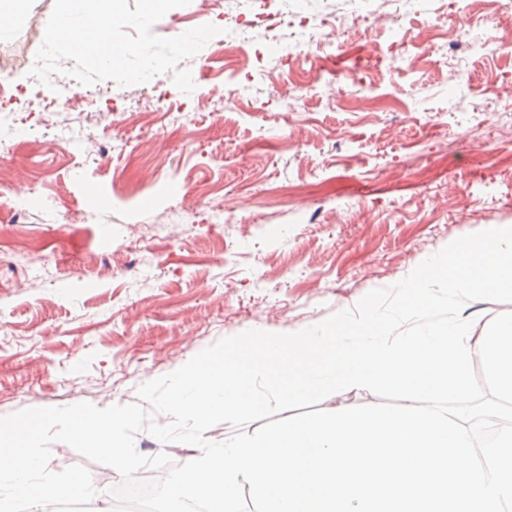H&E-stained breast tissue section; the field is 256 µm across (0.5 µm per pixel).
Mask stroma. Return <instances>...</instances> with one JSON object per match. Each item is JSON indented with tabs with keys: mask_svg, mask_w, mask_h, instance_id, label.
<instances>
[{
	"mask_svg": "<svg viewBox=\"0 0 512 512\" xmlns=\"http://www.w3.org/2000/svg\"><path fill=\"white\" fill-rule=\"evenodd\" d=\"M335 3L170 10L157 36L224 29L186 60V95L168 73L34 84L54 0H25L0 40V80L24 90L0 112L14 144L0 161V417L135 403L221 338L313 326L457 238L512 225V47L495 0H400L397 23L316 47ZM462 13L480 23H459L454 53ZM241 43L243 69L225 51Z\"/></svg>",
	"mask_w": 512,
	"mask_h": 512,
	"instance_id": "obj_1",
	"label": "stroma"
}]
</instances>
